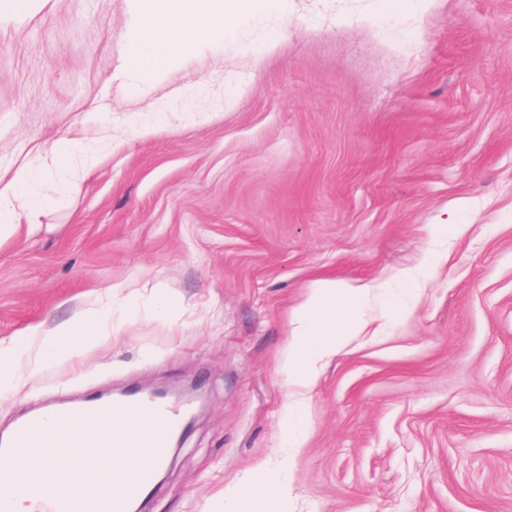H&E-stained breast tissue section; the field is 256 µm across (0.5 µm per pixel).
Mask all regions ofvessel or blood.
<instances>
[{
    "mask_svg": "<svg viewBox=\"0 0 512 512\" xmlns=\"http://www.w3.org/2000/svg\"><path fill=\"white\" fill-rule=\"evenodd\" d=\"M185 416L180 404L136 392L109 401L88 400L38 411L20 420L0 439V458L11 464L0 478L33 493L45 504L46 512H132L134 503L149 491L165 464L169 438L182 429ZM145 421L161 424L163 432L147 454L140 452L136 441H129L133 472L112 494L82 496L70 485L49 477L46 461L55 449H70L69 465L79 474L85 466L83 449L106 448L110 430L127 431Z\"/></svg>",
    "mask_w": 512,
    "mask_h": 512,
    "instance_id": "1",
    "label": "vessel or blood"
}]
</instances>
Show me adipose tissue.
Instances as JSON below:
<instances>
[{
  "label": "adipose tissue",
  "mask_w": 512,
  "mask_h": 512,
  "mask_svg": "<svg viewBox=\"0 0 512 512\" xmlns=\"http://www.w3.org/2000/svg\"><path fill=\"white\" fill-rule=\"evenodd\" d=\"M140 40L171 52L199 36L223 38L227 24L245 17L248 0H146ZM40 173L27 166L0 187V237L9 236L21 217L36 218L45 208ZM370 285L353 286L324 278L315 282L298 311L299 329L288 348L283 372L294 399L285 414L280 455L274 472L261 478L248 476L224 490V512H288L292 486L287 479L302 443L305 396L322 364L335 356L364 329L362 310Z\"/></svg>",
  "instance_id": "1"
}]
</instances>
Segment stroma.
Returning a JSON list of instances; mask_svg holds the SVG:
<instances>
[{
    "label": "stroma",
    "instance_id": "obj_1",
    "mask_svg": "<svg viewBox=\"0 0 512 512\" xmlns=\"http://www.w3.org/2000/svg\"><path fill=\"white\" fill-rule=\"evenodd\" d=\"M145 7L0 0V178L92 150L0 239V433L190 386L143 512H220L276 465L297 307L372 283L307 393L290 512H512V0H253L162 59ZM101 308L105 336L52 353ZM76 151L77 149L71 145L69 140L63 139L52 158L48 171L60 177L64 176L78 155Z\"/></svg>",
    "mask_w": 512,
    "mask_h": 512
}]
</instances>
